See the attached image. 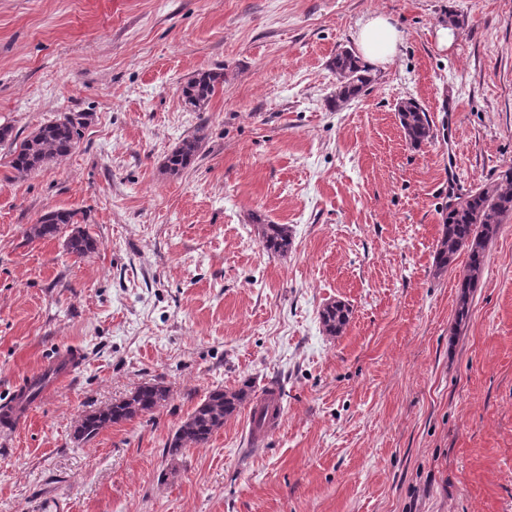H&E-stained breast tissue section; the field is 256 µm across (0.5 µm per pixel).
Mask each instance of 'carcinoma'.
<instances>
[{"label": "carcinoma", "mask_w": 512, "mask_h": 512, "mask_svg": "<svg viewBox=\"0 0 512 512\" xmlns=\"http://www.w3.org/2000/svg\"><path fill=\"white\" fill-rule=\"evenodd\" d=\"M336 73V102H344L358 96L368 87L372 78L356 55L348 50L340 51L332 61ZM221 81V75L199 71L192 75L181 88V96L187 109L203 110ZM398 119L406 140L414 148L428 143L432 128L427 112L415 101L402 103ZM86 113H70L38 127L20 143H15L12 128L0 127V145H13L9 166L20 176L28 175L42 166L68 156L79 143L82 129L87 124ZM204 136L195 133L182 139L167 156L165 169L178 174L189 168L198 157ZM79 212L70 209L51 210L30 225L26 235L30 239L55 238L64 229H70L65 245L67 250L85 257L97 249L95 239L79 226ZM512 215V166L500 172L491 185H480L466 194H448V204L443 211L441 236L435 253V267L443 272L453 267L457 255L467 254L465 268L459 278L460 294L456 310L457 323L467 320L473 300L489 256V247L497 238L502 221ZM258 238L266 252L285 257L292 249V234L286 224L256 225ZM349 307L340 302L327 304L320 317L325 333L340 336L350 322ZM166 387L158 383L140 386L130 396L83 417L76 427V438L89 441L100 430L123 421H132L149 414L167 400ZM251 386L231 389H214L195 407L179 425L168 443L166 452L176 458L188 448L206 444L209 438L224 427V422L251 402ZM278 401L272 394L254 410V422L263 427L278 413Z\"/></svg>", "instance_id": "1"}]
</instances>
